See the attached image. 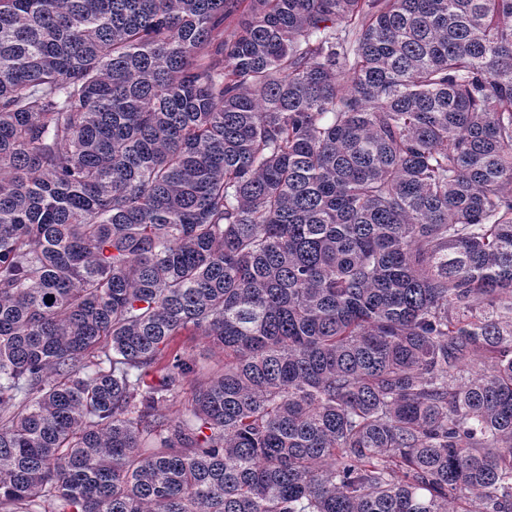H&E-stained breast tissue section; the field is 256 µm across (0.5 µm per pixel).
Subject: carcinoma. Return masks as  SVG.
I'll return each mask as SVG.
<instances>
[{
    "label": "carcinoma",
    "instance_id": "cac0c4a2",
    "mask_svg": "<svg viewBox=\"0 0 512 512\" xmlns=\"http://www.w3.org/2000/svg\"><path fill=\"white\" fill-rule=\"evenodd\" d=\"M55 503L512 512V0H0V512ZM177 347L199 366L211 371L224 364V353L212 349L200 336H179ZM195 377H188L178 395L170 402L159 407V412L168 420L178 421L183 418L191 408L192 386Z\"/></svg>",
    "mask_w": 512,
    "mask_h": 512
}]
</instances>
